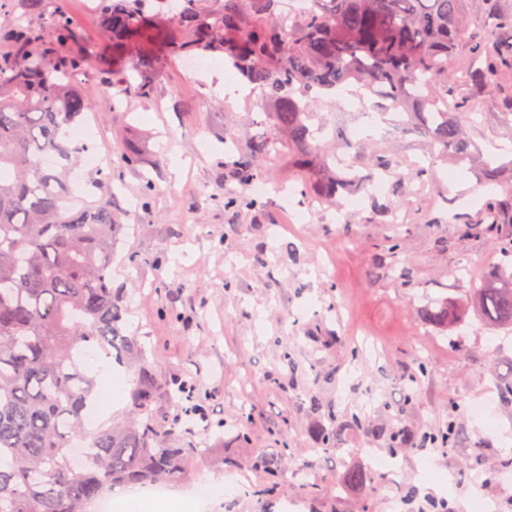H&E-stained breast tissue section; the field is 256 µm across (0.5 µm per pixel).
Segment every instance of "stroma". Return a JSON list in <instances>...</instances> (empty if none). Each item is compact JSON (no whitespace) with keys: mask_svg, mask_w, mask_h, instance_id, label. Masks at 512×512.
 Segmentation results:
<instances>
[{"mask_svg":"<svg viewBox=\"0 0 512 512\" xmlns=\"http://www.w3.org/2000/svg\"><path fill=\"white\" fill-rule=\"evenodd\" d=\"M152 81L143 99L104 92L97 72L84 76L95 137L93 160L80 165L85 179L111 176L112 205L124 215L112 275L126 293L127 333L144 343L161 381L196 380L212 410L210 430L171 442L209 452L177 494L216 489L203 512H438L444 502L472 512L478 499L512 512V407L497 391L512 333L472 313L454 345L419 316L432 299L468 296L499 261L511 226L460 234L499 187L476 181L468 164L432 156L428 137L412 132L377 144L399 164L384 191L402 223H362L365 205L353 213L324 203L309 213L302 177L274 154L261 171L276 191L255 197L234 167L268 128L259 91L218 58L199 71L168 66ZM228 85L235 98L225 97ZM131 149L142 155L135 167L123 161ZM411 164L432 177L407 185ZM232 194L241 200L230 209ZM397 235L410 288L388 268ZM412 378L418 396L408 402ZM475 406L484 415L472 414ZM351 414L360 427L323 447L319 429ZM451 418L457 447L391 453L395 428L427 431ZM261 459L281 466L277 493L264 498L255 494ZM351 469L373 484L345 483ZM307 483L321 495H305Z\"/></svg>","mask_w":512,"mask_h":512,"instance_id":"stroma-1","label":"stroma"}]
</instances>
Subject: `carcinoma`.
I'll return each instance as SVG.
<instances>
[{
    "label": "carcinoma",
    "mask_w": 512,
    "mask_h": 512,
    "mask_svg": "<svg viewBox=\"0 0 512 512\" xmlns=\"http://www.w3.org/2000/svg\"><path fill=\"white\" fill-rule=\"evenodd\" d=\"M51 0H18L20 14L0 18V512H86L87 505L130 485L178 484L199 448H168L181 421L161 429L149 416L161 387L137 336L125 334V297L112 287V259L124 225L112 207V186L87 202L72 196L71 174L89 145L69 128L90 102L81 76L109 75L119 94L151 95L150 76L172 63L210 55L224 59L272 108L269 135L251 154L285 153L305 186L332 201L365 188L356 169L358 145L342 136L318 143L308 125L315 94L355 85L403 112L439 155L469 163L501 188L469 228L512 224V158L483 160L472 131L478 121L512 117V9L481 0L478 21L469 0H307L279 11L282 0H99L104 46H83ZM469 50L477 65L459 70ZM235 178L248 186L259 171L243 161ZM470 299L444 297L420 311L443 335L473 309L492 328L512 330V237L499 245ZM96 347L135 369L127 424L85 429L96 376L79 358ZM321 434L324 446L344 429ZM461 432L453 417L433 431L397 429L395 448H451ZM91 453L73 462L72 442Z\"/></svg>",
    "instance_id": "carcinoma-1"
}]
</instances>
